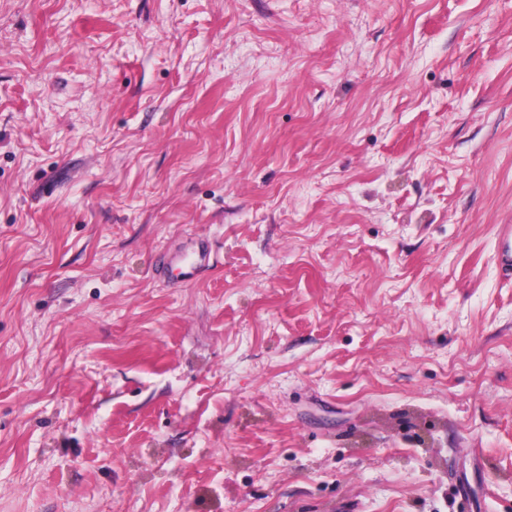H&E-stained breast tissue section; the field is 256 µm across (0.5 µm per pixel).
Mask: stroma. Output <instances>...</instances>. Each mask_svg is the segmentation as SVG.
<instances>
[{
    "mask_svg": "<svg viewBox=\"0 0 512 512\" xmlns=\"http://www.w3.org/2000/svg\"><path fill=\"white\" fill-rule=\"evenodd\" d=\"M502 224L512 0H0V512H512Z\"/></svg>",
    "mask_w": 512,
    "mask_h": 512,
    "instance_id": "1",
    "label": "stroma"
}]
</instances>
